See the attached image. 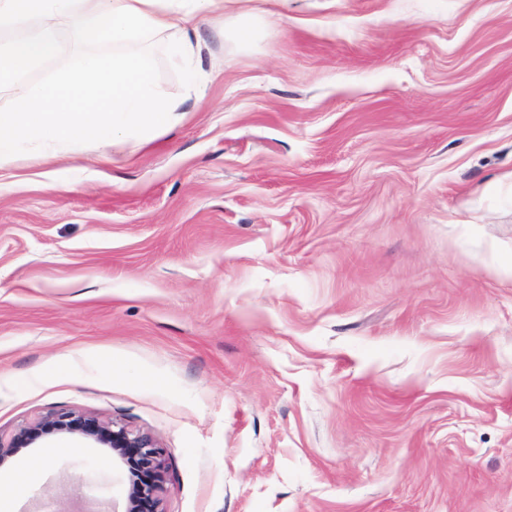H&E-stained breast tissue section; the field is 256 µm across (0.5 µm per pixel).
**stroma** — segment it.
Here are the masks:
<instances>
[{
	"instance_id": "stroma-1",
	"label": "stroma",
	"mask_w": 512,
	"mask_h": 512,
	"mask_svg": "<svg viewBox=\"0 0 512 512\" xmlns=\"http://www.w3.org/2000/svg\"><path fill=\"white\" fill-rule=\"evenodd\" d=\"M202 23L173 126L0 168V434H151L165 512H512V0H288ZM13 512L106 448L40 440Z\"/></svg>"
}]
</instances>
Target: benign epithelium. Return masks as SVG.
I'll return each mask as SVG.
<instances>
[{"label": "benign epithelium", "instance_id": "7a95c632", "mask_svg": "<svg viewBox=\"0 0 512 512\" xmlns=\"http://www.w3.org/2000/svg\"><path fill=\"white\" fill-rule=\"evenodd\" d=\"M70 436L107 448L112 455L127 465L128 495L125 512H163L162 494L166 472L162 462V448L148 433L135 431L117 421H101L96 417L76 412H54L20 428L9 441L0 438V462L13 449L26 447L43 438ZM97 482L87 473L69 486L70 499L85 503L88 492Z\"/></svg>", "mask_w": 512, "mask_h": 512}]
</instances>
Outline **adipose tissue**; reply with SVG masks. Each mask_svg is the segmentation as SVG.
I'll return each instance as SVG.
<instances>
[{
    "label": "adipose tissue",
    "instance_id": "1",
    "mask_svg": "<svg viewBox=\"0 0 512 512\" xmlns=\"http://www.w3.org/2000/svg\"><path fill=\"white\" fill-rule=\"evenodd\" d=\"M237 0H0V32L33 28L0 49V166L33 145L38 159L81 154L89 145L123 143L131 129L155 130L177 118V104L153 87L148 43L167 40L170 56L193 65L201 18ZM112 43L111 59L86 53L54 81L35 83L31 70L60 55L62 38Z\"/></svg>",
    "mask_w": 512,
    "mask_h": 512
}]
</instances>
